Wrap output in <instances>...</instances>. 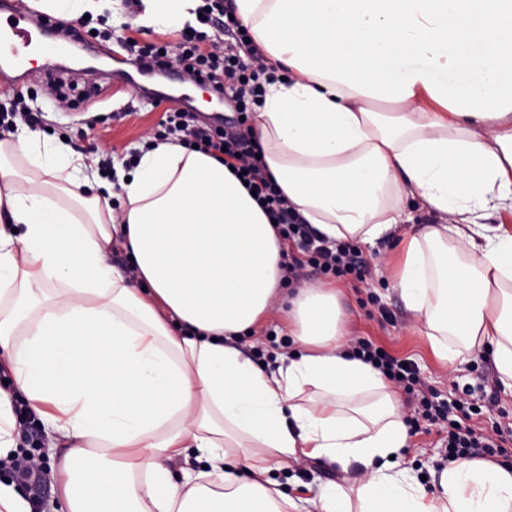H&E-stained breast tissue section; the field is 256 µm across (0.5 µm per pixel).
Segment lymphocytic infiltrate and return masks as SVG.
Masks as SVG:
<instances>
[{
	"instance_id": "1",
	"label": "lymphocytic infiltrate",
	"mask_w": 512,
	"mask_h": 512,
	"mask_svg": "<svg viewBox=\"0 0 512 512\" xmlns=\"http://www.w3.org/2000/svg\"><path fill=\"white\" fill-rule=\"evenodd\" d=\"M218 7L217 0H205L199 10L198 28L180 33L176 45L142 44L123 36L117 37L116 42L150 71L164 68L167 60H174L189 77L207 84L218 96L233 103L237 118L210 129L198 126L192 113L167 109L166 129L186 147L195 146L215 156L223 155L225 166L234 168L240 180L255 190L256 201L269 218L275 220L283 239L295 244L294 251L284 255L283 267L289 280H301L305 269L311 268L325 276L350 275L357 282H364L366 263L357 247L349 243H331L320 237L311 225L303 222L257 161L254 146L242 128V117L261 97L262 78L269 69L237 18L221 20L219 35L207 32L206 27ZM352 353L371 363L395 383L413 385L418 381L410 362L382 352L369 340H356ZM446 446L452 461L472 456L481 449L493 455H504L512 449V434L489 441L474 427L454 426L448 432ZM0 471L30 486L41 487L50 481L48 469L30 448H19L8 459L0 460Z\"/></svg>"
}]
</instances>
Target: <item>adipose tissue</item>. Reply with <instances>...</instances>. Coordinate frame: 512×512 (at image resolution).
<instances>
[{
  "label": "adipose tissue",
  "instance_id": "obj_1",
  "mask_svg": "<svg viewBox=\"0 0 512 512\" xmlns=\"http://www.w3.org/2000/svg\"><path fill=\"white\" fill-rule=\"evenodd\" d=\"M145 27L201 0H140ZM276 78L250 134L328 240L401 235L392 283L441 362L512 390V0H232ZM38 131L0 138V459L26 403L62 446L51 512H512V466L403 464L395 387L352 357L339 288L288 287V246L222 160L154 140L114 180ZM438 214L401 232L403 199ZM136 272L125 278L113 249ZM298 351L254 362L275 302ZM352 487L285 493L300 459ZM185 465L174 479L169 461Z\"/></svg>",
  "mask_w": 512,
  "mask_h": 512
}]
</instances>
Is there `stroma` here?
<instances>
[{"label":"stroma","mask_w":512,"mask_h":512,"mask_svg":"<svg viewBox=\"0 0 512 512\" xmlns=\"http://www.w3.org/2000/svg\"><path fill=\"white\" fill-rule=\"evenodd\" d=\"M66 46L68 51L61 54L60 61L69 70V82L78 85L97 78L90 62L107 60L113 49L111 42L101 39L94 40L88 48L73 40L67 41ZM32 88L40 109L38 129L50 131L55 138L66 137L72 151L86 160H94L98 153L108 151L114 162L127 163L148 136L157 137L164 132L160 125L164 106L128 84H112L111 88L64 110L47 99L44 83H33ZM400 249L396 237L361 246L367 263L364 284L356 287L349 278L338 279L352 337L369 339L391 354L410 360L418 378L433 389L438 401L445 402L456 395L466 398L477 411L472 425L482 428L485 435H492L495 425L512 424V394L505 392L489 358L475 353L464 362L444 365L435 358L428 340L417 332L390 280ZM400 396L406 419L415 420L420 428L409 447L402 451L404 462L414 473L429 475L447 453L442 436L438 426L416 418L408 391H401Z\"/></svg>","instance_id":"obj_1"}]
</instances>
